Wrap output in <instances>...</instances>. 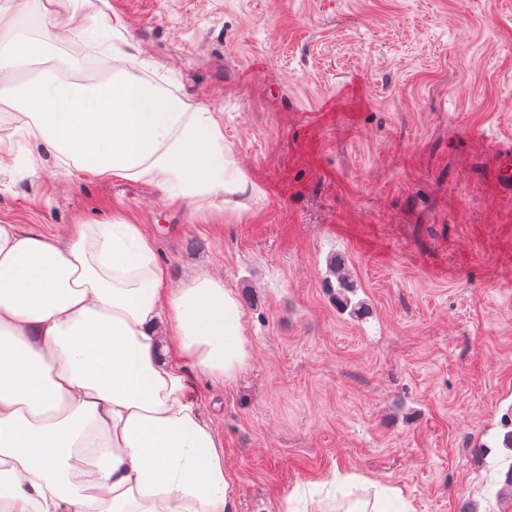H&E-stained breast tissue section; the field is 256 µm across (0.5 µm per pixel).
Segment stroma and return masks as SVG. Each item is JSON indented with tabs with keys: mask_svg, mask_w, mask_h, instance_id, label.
<instances>
[{
	"mask_svg": "<svg viewBox=\"0 0 512 512\" xmlns=\"http://www.w3.org/2000/svg\"><path fill=\"white\" fill-rule=\"evenodd\" d=\"M110 14L99 69L77 47ZM49 64L133 73L219 113L254 186L240 205L134 180L0 178V224L61 232L119 214L171 286L223 279L251 358L188 392L224 442L237 512H315L326 479L398 488L412 512H512V0H57ZM362 308L340 310L330 262Z\"/></svg>",
	"mask_w": 512,
	"mask_h": 512,
	"instance_id": "stroma-1",
	"label": "stroma"
}]
</instances>
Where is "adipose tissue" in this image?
I'll list each match as a JSON object with an SVG mask.
<instances>
[{
    "label": "adipose tissue",
    "instance_id": "1",
    "mask_svg": "<svg viewBox=\"0 0 512 512\" xmlns=\"http://www.w3.org/2000/svg\"><path fill=\"white\" fill-rule=\"evenodd\" d=\"M38 2L43 38L0 42V73L59 40L56 0ZM114 60L101 84L47 73L0 90L31 173L69 164L172 201L251 191L213 112L133 77L134 55ZM249 360L234 291L208 274L169 287L141 225L0 224V512H236L224 444L180 364L225 385Z\"/></svg>",
    "mask_w": 512,
    "mask_h": 512
}]
</instances>
